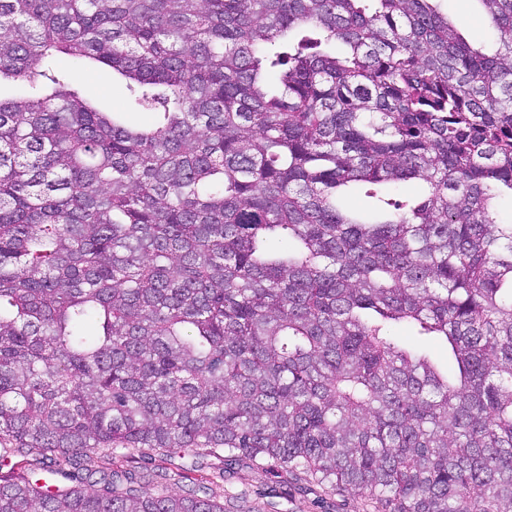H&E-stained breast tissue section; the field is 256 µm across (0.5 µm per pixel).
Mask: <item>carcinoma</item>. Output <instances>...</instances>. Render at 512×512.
<instances>
[{
    "label": "carcinoma",
    "mask_w": 512,
    "mask_h": 512,
    "mask_svg": "<svg viewBox=\"0 0 512 512\" xmlns=\"http://www.w3.org/2000/svg\"><path fill=\"white\" fill-rule=\"evenodd\" d=\"M477 2L491 50L433 0H0V512H224L134 453L512 512V0ZM53 65L56 71L68 75L86 100L100 108L126 112V119L140 125H149L154 121V111L137 106L125 80L112 74V69L90 62L77 64L64 56L57 57ZM394 333L396 336H401L404 340L421 346L429 351V353L438 358L442 365H446L447 357L444 348L435 341L429 339L419 338L418 336H414V332L410 330L408 327L404 325H398L394 329Z\"/></svg>",
    "instance_id": "carcinoma-1"
}]
</instances>
